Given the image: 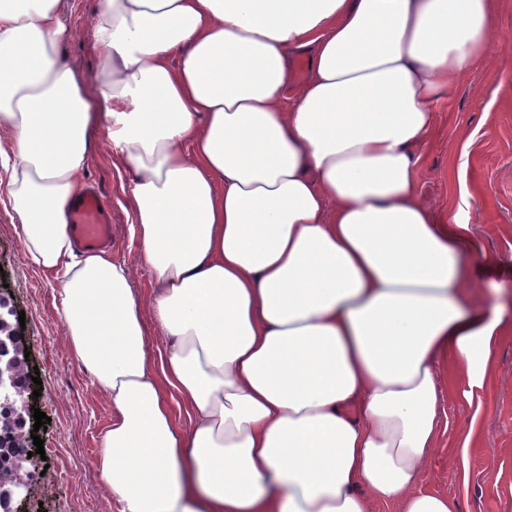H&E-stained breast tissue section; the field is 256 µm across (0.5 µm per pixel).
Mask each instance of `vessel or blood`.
<instances>
[{
	"label": "vessel or blood",
	"instance_id": "b4317fda",
	"mask_svg": "<svg viewBox=\"0 0 512 512\" xmlns=\"http://www.w3.org/2000/svg\"><path fill=\"white\" fill-rule=\"evenodd\" d=\"M69 222L81 247L111 246L112 214L96 185L86 184L71 207Z\"/></svg>",
	"mask_w": 512,
	"mask_h": 512
}]
</instances>
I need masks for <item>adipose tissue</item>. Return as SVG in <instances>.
<instances>
[{
  "label": "adipose tissue",
  "mask_w": 512,
  "mask_h": 512,
  "mask_svg": "<svg viewBox=\"0 0 512 512\" xmlns=\"http://www.w3.org/2000/svg\"><path fill=\"white\" fill-rule=\"evenodd\" d=\"M59 3L0 0V166L112 405L94 465L119 512H458L419 486L442 368L481 411L512 315L480 300L470 228L436 223L414 148L494 44L496 0H101L93 98ZM101 128L134 173L155 351L127 267L68 224Z\"/></svg>",
  "instance_id": "adipose-tissue-1"
}]
</instances>
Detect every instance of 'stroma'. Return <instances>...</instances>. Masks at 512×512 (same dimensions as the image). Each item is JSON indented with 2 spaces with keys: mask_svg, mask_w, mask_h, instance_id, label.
<instances>
[{
  "mask_svg": "<svg viewBox=\"0 0 512 512\" xmlns=\"http://www.w3.org/2000/svg\"><path fill=\"white\" fill-rule=\"evenodd\" d=\"M99 2L60 3L68 26L61 50L91 95L100 58L90 20ZM497 27L498 38L481 68L435 96V130L416 150L417 187L436 219L456 213L470 224L487 260L480 269L483 287L512 291V0H498ZM118 164L103 133H96L82 179L99 186L112 212L110 252L129 269L143 303L146 334L156 348L165 338L149 305L154 280L131 239L132 202L123 186L132 174ZM19 229L18 215L0 203V270L6 279L0 286V317L11 329H23L29 366L38 368L41 377H58L65 392L60 401L38 398V408L51 419L47 433L59 440L57 453L47 458L48 471L57 480L53 487L32 490L30 501L41 505V512H59L78 488L107 502L109 512H119L100 479L87 483L80 478L82 471L94 468L99 434L112 406L72 355L57 310L55 277L29 262ZM490 376L485 407L476 418L461 397L463 372L451 367L442 377L451 386L442 395L450 426L422 470L421 486L452 496L460 512H512V334L500 339ZM470 429L475 441L463 455L457 437Z\"/></svg>",
  "mask_w": 512,
  "mask_h": 512,
  "instance_id": "35a3bbf8",
  "label": "stroma"
}]
</instances>
